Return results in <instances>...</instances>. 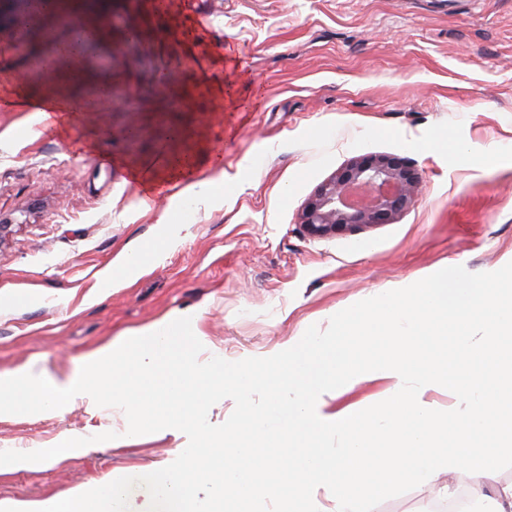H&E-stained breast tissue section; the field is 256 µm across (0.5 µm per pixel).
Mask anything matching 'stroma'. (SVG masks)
<instances>
[{
  "label": "stroma",
  "instance_id": "35a3bbf8",
  "mask_svg": "<svg viewBox=\"0 0 512 512\" xmlns=\"http://www.w3.org/2000/svg\"><path fill=\"white\" fill-rule=\"evenodd\" d=\"M0 0V375L35 367L78 377L94 348L163 319L192 317L205 354L235 362L296 343L309 326L439 269L512 262V0H105L131 19L90 44L92 74L50 93L17 53ZM125 85L133 102L111 97ZM59 114L40 123L36 105ZM145 133L136 144L127 126ZM195 166L172 164L166 126ZM29 139H18L19 128ZM396 154L420 173L394 223L313 238L307 200L356 157ZM209 181L213 197L188 192ZM174 243L158 245L160 220ZM142 271L101 285L131 251ZM364 379L322 394L348 416L388 398ZM116 407L0 416V451L50 448L63 434L114 440L36 466L0 469V512L160 469L185 434L130 436Z\"/></svg>",
  "mask_w": 512,
  "mask_h": 512
}]
</instances>
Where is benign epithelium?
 Segmentation results:
<instances>
[{"mask_svg":"<svg viewBox=\"0 0 512 512\" xmlns=\"http://www.w3.org/2000/svg\"><path fill=\"white\" fill-rule=\"evenodd\" d=\"M96 15L97 28L115 24L102 0H78ZM421 176L399 155L352 159L308 200L301 225L312 237H327L359 226L391 224L417 202Z\"/></svg>","mask_w":512,"mask_h":512,"instance_id":"benign-epithelium-1","label":"benign epithelium"}]
</instances>
